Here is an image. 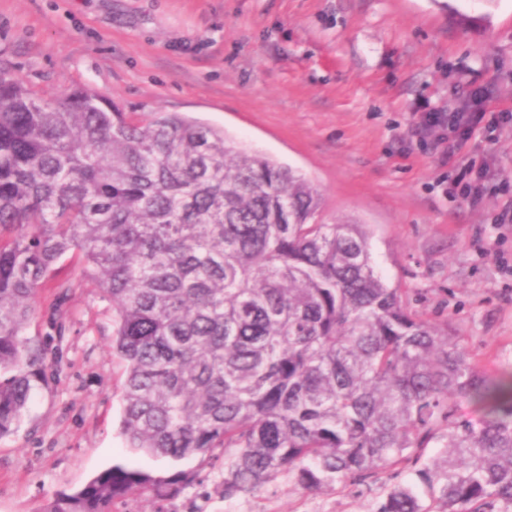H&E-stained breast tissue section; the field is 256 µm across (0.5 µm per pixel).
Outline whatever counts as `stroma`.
I'll return each mask as SVG.
<instances>
[{"instance_id": "obj_1", "label": "stroma", "mask_w": 512, "mask_h": 512, "mask_svg": "<svg viewBox=\"0 0 512 512\" xmlns=\"http://www.w3.org/2000/svg\"><path fill=\"white\" fill-rule=\"evenodd\" d=\"M0 72L52 99L90 87L135 120L179 112L235 146L300 170L320 218L366 225L385 280L451 320L487 374L512 363V0H0ZM505 113L479 125L463 164L414 129L470 92ZM481 191L462 192L463 167ZM24 336L42 376L0 437V512H40L99 471L169 463L128 448L112 307L63 257ZM221 465L174 512H366L365 486L310 494L280 476L228 499Z\"/></svg>"}]
</instances>
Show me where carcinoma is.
Here are the masks:
<instances>
[{
  "mask_svg": "<svg viewBox=\"0 0 512 512\" xmlns=\"http://www.w3.org/2000/svg\"><path fill=\"white\" fill-rule=\"evenodd\" d=\"M320 204L222 130L135 121L90 87L37 98L0 74V437L40 377L23 337L39 289L76 253L112 306L128 447L174 463L113 465L42 512L172 501L219 460L226 499L406 464L370 512H512V367L483 373L450 320L385 281L366 227L322 224ZM464 402L483 417L459 418Z\"/></svg>",
  "mask_w": 512,
  "mask_h": 512,
  "instance_id": "carcinoma-1",
  "label": "carcinoma"
}]
</instances>
